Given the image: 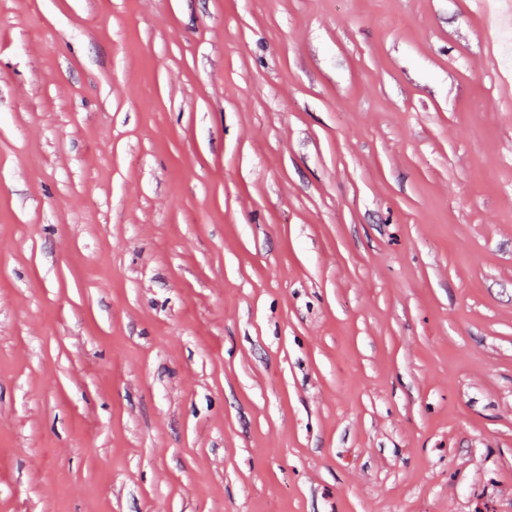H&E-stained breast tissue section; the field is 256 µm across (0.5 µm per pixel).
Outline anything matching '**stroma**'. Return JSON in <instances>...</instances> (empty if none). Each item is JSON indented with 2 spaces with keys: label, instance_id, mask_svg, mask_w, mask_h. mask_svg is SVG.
<instances>
[{
  "label": "stroma",
  "instance_id": "1",
  "mask_svg": "<svg viewBox=\"0 0 512 512\" xmlns=\"http://www.w3.org/2000/svg\"><path fill=\"white\" fill-rule=\"evenodd\" d=\"M510 81L489 0H0V512H512Z\"/></svg>",
  "mask_w": 512,
  "mask_h": 512
}]
</instances>
